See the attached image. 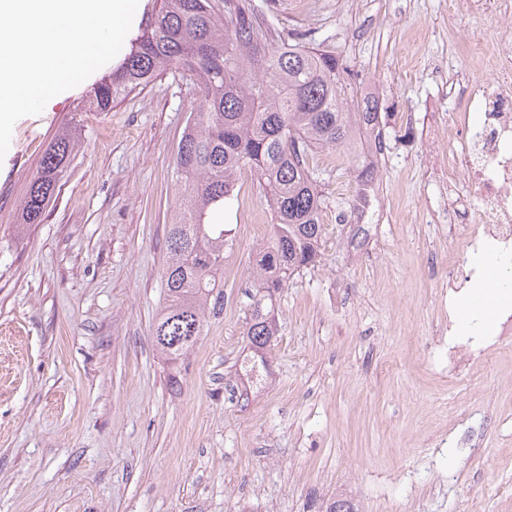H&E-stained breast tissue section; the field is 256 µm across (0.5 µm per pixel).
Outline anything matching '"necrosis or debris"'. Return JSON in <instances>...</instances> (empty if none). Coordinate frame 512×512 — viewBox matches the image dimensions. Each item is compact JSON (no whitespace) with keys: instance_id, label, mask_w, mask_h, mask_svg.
Returning a JSON list of instances; mask_svg holds the SVG:
<instances>
[{"instance_id":"obj_1","label":"necrosis or debris","mask_w":512,"mask_h":512,"mask_svg":"<svg viewBox=\"0 0 512 512\" xmlns=\"http://www.w3.org/2000/svg\"><path fill=\"white\" fill-rule=\"evenodd\" d=\"M471 58L491 59L488 79L463 86L448 114V181L466 177L478 204L449 202L439 224H463L467 245L512 260V22L493 29L470 48Z\"/></svg>"}]
</instances>
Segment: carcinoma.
Wrapping results in <instances>:
<instances>
[{"instance_id":"1","label":"carcinoma","mask_w":512,"mask_h":512,"mask_svg":"<svg viewBox=\"0 0 512 512\" xmlns=\"http://www.w3.org/2000/svg\"><path fill=\"white\" fill-rule=\"evenodd\" d=\"M276 29L254 0H155L123 58L94 90L92 107L108 112L118 98L171 74L193 85L194 102L174 164L184 186L167 230L164 305L151 329L168 358L184 356L202 335L206 309L223 308L220 273L232 229L224 206L238 199L243 173L257 178L274 215L271 236L251 276L256 297L246 335L249 361L267 371L265 351L276 333V293L319 257L328 206L319 148L358 153L379 125L374 96L350 82L336 51L309 47ZM75 145L60 134L43 156L23 205L35 223L53 197Z\"/></svg>"}]
</instances>
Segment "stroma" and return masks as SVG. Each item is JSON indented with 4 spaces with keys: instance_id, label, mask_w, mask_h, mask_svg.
<instances>
[{
    "instance_id": "35a3bbf8",
    "label": "stroma",
    "mask_w": 512,
    "mask_h": 512,
    "mask_svg": "<svg viewBox=\"0 0 512 512\" xmlns=\"http://www.w3.org/2000/svg\"><path fill=\"white\" fill-rule=\"evenodd\" d=\"M278 26L337 51L379 97L380 209L362 253L339 217L357 184L343 150L326 170L322 258L276 296L263 384L240 363L249 271L273 215L254 177L224 211V307L177 364L155 348L174 158L191 92L160 77L90 105L102 72L19 119L0 159V512H512V343L460 390L428 347L448 330L449 276L483 278L433 170L453 74L484 79L466 46L496 27L449 0H255ZM80 149L35 224L22 202L56 136ZM178 387H171V380Z\"/></svg>"
}]
</instances>
